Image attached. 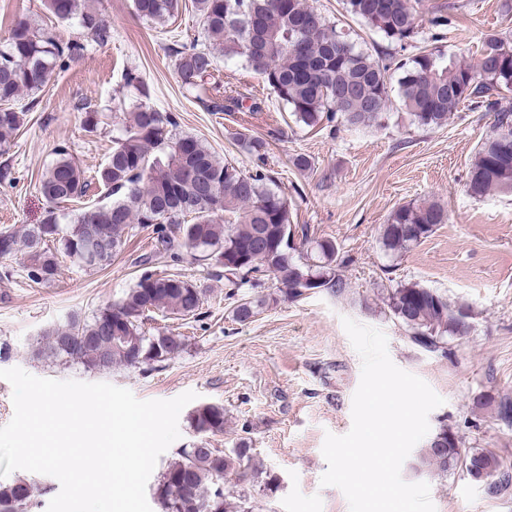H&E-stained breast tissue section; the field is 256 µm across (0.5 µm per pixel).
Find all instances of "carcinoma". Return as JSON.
I'll return each instance as SVG.
<instances>
[{"label": "carcinoma", "instance_id": "cac0c4a2", "mask_svg": "<svg viewBox=\"0 0 512 512\" xmlns=\"http://www.w3.org/2000/svg\"><path fill=\"white\" fill-rule=\"evenodd\" d=\"M346 12L370 30L400 45L419 36L420 0H344ZM137 17L165 25L178 9V0H132ZM210 47L182 44L174 50L175 69L182 86L212 112L234 111L239 99L220 97L214 79L215 60L242 61L287 105L296 122L313 130L337 121L350 127L368 126L386 115L389 77L401 73L402 106L411 121L438 127L464 102L497 111L492 134L477 148L467 181L470 195L512 192V112L497 110L492 91L512 88V40L491 35L472 63L446 60L420 50L409 57L373 55L359 49L348 34L337 30L306 0H196ZM48 12L64 22H76L98 44L112 39L101 14L85 0H46ZM455 5L443 4L428 12L433 35L451 25ZM80 39L60 41L49 29L21 19L0 46V148L15 140L26 120L17 108L21 95L46 85L57 67L85 55ZM124 87L137 104L112 136V151L94 175L65 149L42 173L40 190L49 207L39 224L19 233L0 231V258L21 251L27 255L28 276L35 282L52 280L65 257L79 267L103 268L112 263L129 231L152 229L156 246L165 252L182 251L215 268L234 288L262 283L242 276L245 271L276 281V291L241 299L233 310L248 322L280 300L305 296L308 282L340 294L346 282L340 274L344 260L336 242L309 236L301 226V245L292 244L295 224L291 203L270 188V177L245 173L219 161L198 138L176 133L177 121L151 104L149 84L136 71L122 75ZM97 184L110 201L85 207L61 223L60 205L78 202ZM448 211L437 203L395 208L380 228V244L398 254L448 223ZM389 314L409 339L424 350L445 352L448 344L467 334L461 315L471 309L454 304L433 288L404 282L386 290ZM203 304V290L179 275L144 272L117 301L89 320L72 316L44 332L48 351L86 368L109 372L125 366L154 370L181 353L185 338L173 330L145 329L155 314L188 319ZM199 439L224 433V407L205 403L189 415ZM251 448L240 441L229 450L192 446L178 452L162 472L155 488L162 512H242L224 493V478L239 484L253 475ZM491 482L487 493H508L512 472L493 451L462 449L447 427L435 433L422 449L419 464L440 474L470 471ZM32 484L17 479L0 485V512H27Z\"/></svg>", "mask_w": 512, "mask_h": 512}]
</instances>
